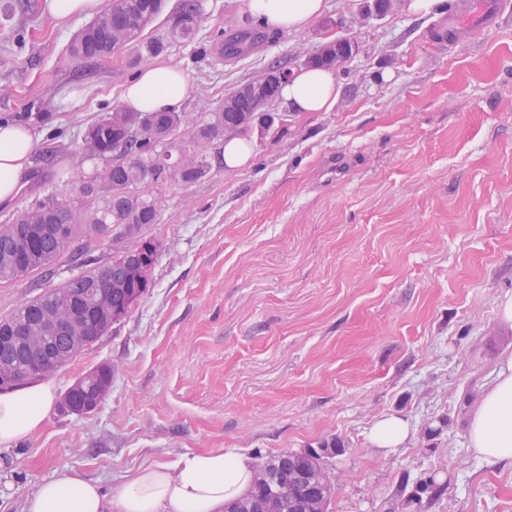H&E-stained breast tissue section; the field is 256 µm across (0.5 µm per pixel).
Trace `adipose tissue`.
I'll list each match as a JSON object with an SVG mask.
<instances>
[{
	"label": "adipose tissue",
	"instance_id": "obj_1",
	"mask_svg": "<svg viewBox=\"0 0 512 512\" xmlns=\"http://www.w3.org/2000/svg\"><path fill=\"white\" fill-rule=\"evenodd\" d=\"M244 9L263 25L300 30L318 18L324 0H245ZM188 91L178 66L153 62L125 86L120 103L135 112H171ZM279 96L296 112L330 111L339 96L334 72L306 68L283 83ZM35 137L25 125L0 122V201L15 196L27 172ZM55 401L52 384L39 383L0 394V446L36 432ZM411 433L406 420L389 414L376 420L367 434L372 447L390 453ZM469 445L489 463H512V358L501 362L473 411ZM254 464L242 453L214 449L183 454L171 464L140 469L114 497L95 482L65 474L40 484L27 501V512H224L226 504L252 486Z\"/></svg>",
	"mask_w": 512,
	"mask_h": 512
}]
</instances>
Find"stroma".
<instances>
[{"label": "stroma", "instance_id": "obj_1", "mask_svg": "<svg viewBox=\"0 0 512 512\" xmlns=\"http://www.w3.org/2000/svg\"><path fill=\"white\" fill-rule=\"evenodd\" d=\"M495 26L449 38L457 0L428 15L398 0L385 17L363 0H324L305 29L280 31L234 57L217 46L257 22L240 0H201L194 39L160 57L189 81L180 112L207 122L239 85L272 67L300 70L322 43L356 50L336 67L329 112L252 127L247 165L224 167L208 144L200 180L154 185L157 223L90 240L102 265L133 239L153 242L144 297L46 380L56 394L112 369L99 407L52 408L42 427L0 449V512H25L38 485L64 474L115 496L127 477L189 452L235 450L259 462L330 448L328 512H512V464L469 448L467 423L497 365L512 357V0ZM0 29V122L34 133L28 174L0 224L108 167L77 162L87 128L117 108L150 58L125 50L78 71L68 46L87 17L52 20L47 0ZM0 281V317L78 274ZM412 437L371 448L381 416Z\"/></svg>", "mask_w": 512, "mask_h": 512}]
</instances>
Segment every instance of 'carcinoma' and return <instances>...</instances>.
Instances as JSON below:
<instances>
[{"mask_svg":"<svg viewBox=\"0 0 512 512\" xmlns=\"http://www.w3.org/2000/svg\"><path fill=\"white\" fill-rule=\"evenodd\" d=\"M31 7L30 0H0V27L8 29L19 12ZM154 0H104L96 17L73 37L68 54L72 61L89 63L95 58L90 43L96 42L102 53L113 55L136 48L148 55L162 51L158 38L144 37L148 26L146 15L155 12ZM201 13L200 0H181L176 16L165 38L169 43L194 39L197 26L192 19ZM254 44V33L240 32L236 40L224 47L230 55L242 53ZM264 109L256 97L237 98L232 112L224 108L213 113L205 124L187 132L183 116L178 112H132L114 109L92 127L94 142L101 145L95 153L112 155V141L123 138L131 128L140 130L139 137L127 141L122 160L112 163L101 180L79 181L69 199L55 196L21 211L10 224L0 225V281L14 280L26 273L42 269L58 258L80 255L79 238L104 234L111 224H124L128 230L158 221L163 202L150 192V184L173 178L184 184L197 181L211 168L204 152L206 144L224 139V126H247L255 114ZM190 155L194 165L182 172L167 171L158 157L161 148ZM95 195L92 205L87 195ZM147 276L135 279L121 254L103 266L90 267L60 286L23 302L11 315L0 318V334L19 337L14 348V367L5 371L8 386L13 387L39 379L66 364L92 343L90 337L104 335L112 325L110 316L102 314L93 320L79 322V328L55 329L51 318L69 303L84 312L101 302L125 311L132 307L130 298L140 299L149 288ZM112 374L101 373L86 380L74 393L82 401L94 402ZM321 455L283 453L269 457L264 465L274 474L303 464L314 467Z\"/></svg>","mask_w":512,"mask_h":512,"instance_id":"1","label":"carcinoma"}]
</instances>
